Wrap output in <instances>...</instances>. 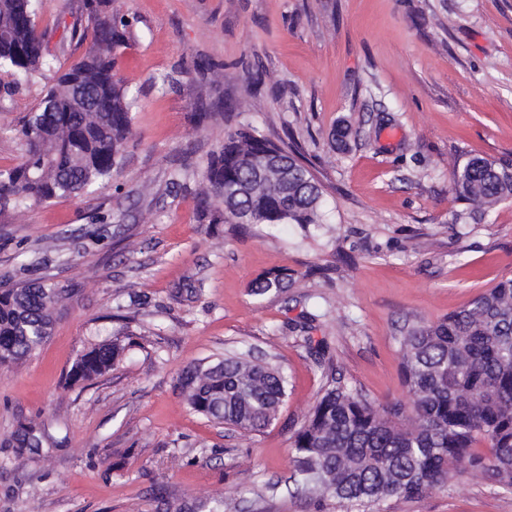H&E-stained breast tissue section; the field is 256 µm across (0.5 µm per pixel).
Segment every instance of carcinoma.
Masks as SVG:
<instances>
[{
  "label": "carcinoma",
  "instance_id": "carcinoma-1",
  "mask_svg": "<svg viewBox=\"0 0 512 512\" xmlns=\"http://www.w3.org/2000/svg\"><path fill=\"white\" fill-rule=\"evenodd\" d=\"M86 24L64 26L62 41L86 45L63 70L38 27L37 0H0V72L17 84L43 82L41 97L14 128L23 146L18 164L0 168V210L77 197L114 179L131 134L135 98L115 71L127 41V22L108 0H84ZM89 86L97 112L78 111L74 84ZM53 103L55 111L44 106ZM288 162V181L269 178V155ZM456 193L477 208L512 198V163L469 159L454 172ZM322 187L285 143L243 120L224 136L200 174V217L230 224L240 234L279 224L313 233L324 224ZM288 274L252 284L265 295L285 288ZM66 290L45 275L0 288V368L30 357L50 336ZM123 329L90 345L68 379H97L122 358ZM407 400L375 404L325 371L323 393L291 436L293 482L318 504L369 507L416 499L444 489L458 473L512 487V278L475 296L436 322L419 321L399 337ZM190 411L246 434L268 427L287 396L288 378L249 353L201 361L179 377ZM46 430L21 429L23 448H39ZM487 442L490 454L474 451Z\"/></svg>",
  "mask_w": 512,
  "mask_h": 512
}]
</instances>
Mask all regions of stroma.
<instances>
[{"label":"stroma","instance_id":"35a3bbf8","mask_svg":"<svg viewBox=\"0 0 512 512\" xmlns=\"http://www.w3.org/2000/svg\"><path fill=\"white\" fill-rule=\"evenodd\" d=\"M131 22L115 68L136 94L114 183L76 199L0 213V283L49 271L67 289L42 347L0 370V512H164L219 499L224 512H362L288 494L291 435L315 404L325 347L370 401L402 397L396 338L512 278V199L490 211L453 189L474 156L512 161V0H112ZM82 0H40L38 23L62 65L63 26ZM265 74L276 92L251 98ZM10 130L41 86L6 95ZM211 112L196 125L195 112ZM245 117L295 142L323 187L324 226L253 236L200 221L199 174ZM347 128L346 146L332 135ZM107 216L104 224L94 223ZM283 271L279 294L260 274ZM132 317L134 346L106 375L69 384L91 343ZM288 375L262 433L242 436L191 412L190 364L233 347ZM50 438L19 449L20 424ZM373 512H512V489L463 474L447 490ZM286 280H288L287 273L266 274L253 282L251 291L254 295H265L272 291L279 292L286 287Z\"/></svg>","mask_w":512,"mask_h":512}]
</instances>
